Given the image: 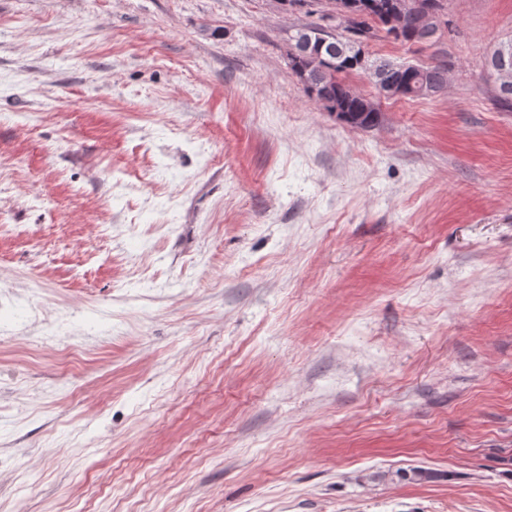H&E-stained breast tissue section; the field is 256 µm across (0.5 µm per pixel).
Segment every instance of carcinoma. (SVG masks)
Instances as JSON below:
<instances>
[{"label": "carcinoma", "mask_w": 512, "mask_h": 512, "mask_svg": "<svg viewBox=\"0 0 512 512\" xmlns=\"http://www.w3.org/2000/svg\"><path fill=\"white\" fill-rule=\"evenodd\" d=\"M322 17L297 30L292 39L306 33L312 39L311 48L304 52H288V66L298 77L306 95L319 101L325 110L347 124L370 128L379 123L380 110L370 108L373 101L356 93L340 77L341 73L364 72L377 59L369 58L363 44L381 29L385 34L404 44L416 41L415 19L410 15L392 18L379 9L371 11L368 19L320 23ZM426 72L427 79L443 89L448 84L447 65L437 62L420 66L399 63L394 78L405 85V97L420 98L418 76Z\"/></svg>", "instance_id": "cac0c4a2"}]
</instances>
